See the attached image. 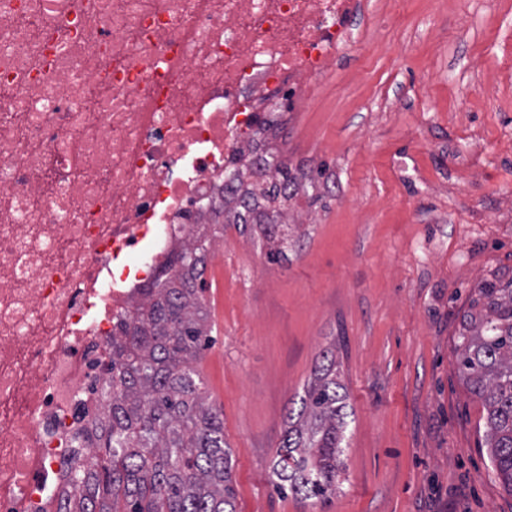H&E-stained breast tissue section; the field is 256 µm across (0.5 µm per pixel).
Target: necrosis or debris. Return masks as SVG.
I'll return each instance as SVG.
<instances>
[{
    "instance_id": "obj_1",
    "label": "necrosis or debris",
    "mask_w": 512,
    "mask_h": 512,
    "mask_svg": "<svg viewBox=\"0 0 512 512\" xmlns=\"http://www.w3.org/2000/svg\"><path fill=\"white\" fill-rule=\"evenodd\" d=\"M360 0H0V512H57L111 339Z\"/></svg>"
}]
</instances>
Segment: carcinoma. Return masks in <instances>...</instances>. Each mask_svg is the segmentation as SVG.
Here are the masks:
<instances>
[{"mask_svg": "<svg viewBox=\"0 0 512 512\" xmlns=\"http://www.w3.org/2000/svg\"><path fill=\"white\" fill-rule=\"evenodd\" d=\"M290 167L270 157L268 176L233 195V223L298 194ZM261 225L272 264L293 243L284 212ZM222 224H191L171 272L156 279L112 339L106 410L76 450L73 491L59 512H235L224 425L197 370L210 340L202 302L206 260ZM307 384L300 409L288 410L274 462L276 490L325 500L339 489L346 394L333 351ZM456 364L485 412L492 472L512 493V276L484 280L471 298Z\"/></svg>", "mask_w": 512, "mask_h": 512, "instance_id": "carcinoma-1", "label": "carcinoma"}]
</instances>
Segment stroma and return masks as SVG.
Returning a JSON list of instances; mask_svg holds the SVG:
<instances>
[{"mask_svg": "<svg viewBox=\"0 0 512 512\" xmlns=\"http://www.w3.org/2000/svg\"><path fill=\"white\" fill-rule=\"evenodd\" d=\"M358 39L268 150L316 176L272 264L224 227L199 370L224 423L236 512H512L484 409L456 365L480 283L512 276V0H366ZM320 194L310 204L312 194ZM346 393L340 493L276 492L291 403L323 351Z\"/></svg>", "mask_w": 512, "mask_h": 512, "instance_id": "1", "label": "stroma"}]
</instances>
